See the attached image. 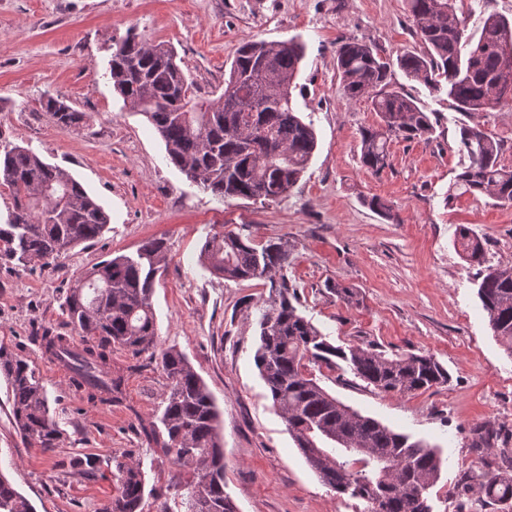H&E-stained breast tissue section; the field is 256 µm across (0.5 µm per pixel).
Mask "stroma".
Wrapping results in <instances>:
<instances>
[{
  "mask_svg": "<svg viewBox=\"0 0 512 512\" xmlns=\"http://www.w3.org/2000/svg\"><path fill=\"white\" fill-rule=\"evenodd\" d=\"M130 32L175 48L204 98L223 92L243 40L306 43L294 99L318 148L286 199L225 203L170 164L154 129L124 107L107 76L114 41ZM350 38L393 57L421 48L405 0H0V144L28 147L74 174L111 226L57 267L0 268V344L36 367L60 435L51 453L27 444L0 379V470L36 512H100L118 492L119 460L140 463L155 489L142 512H159L162 492H188L186 471L139 431L155 421L166 385L158 355L113 348L124 398L107 408L69 392L61 364L35 340L45 328L72 335L62 303L87 268L159 237L168 262L152 298L158 346L186 354L220 410L224 480L238 512H359L360 502L337 498L296 448L255 366L258 321L276 290L265 279L218 278L199 259L207 239L244 228L262 242L289 240L288 298L333 344L430 354L447 369V384L411 396L367 386L344 362L312 370L344 404L440 447L432 512H475L466 474L507 467L496 451L512 449V357L478 298L482 268L455 241L467 226L489 264L512 266V205L467 194L445 205L464 162L457 140L467 117L399 70L394 81L432 112L435 132L393 141L381 174L361 165L360 130L377 116L347 97L336 71V45ZM49 96L86 113V124L58 127L41 107ZM373 197L391 206L392 218L368 207ZM336 282L357 290L354 303L336 297ZM77 456L92 460L93 474L71 467Z\"/></svg>",
  "mask_w": 512,
  "mask_h": 512,
  "instance_id": "obj_1",
  "label": "stroma"
}]
</instances>
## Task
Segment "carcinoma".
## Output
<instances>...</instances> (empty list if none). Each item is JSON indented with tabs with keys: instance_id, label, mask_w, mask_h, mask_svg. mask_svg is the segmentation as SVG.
Wrapping results in <instances>:
<instances>
[{
	"instance_id": "1",
	"label": "carcinoma",
	"mask_w": 512,
	"mask_h": 512,
	"mask_svg": "<svg viewBox=\"0 0 512 512\" xmlns=\"http://www.w3.org/2000/svg\"><path fill=\"white\" fill-rule=\"evenodd\" d=\"M457 0H406L422 49L391 60L358 39L336 46V70L346 95L365 99L376 124L360 132V162L374 174L389 167V145L428 139L434 125L420 102L392 82L393 67L428 88L447 89L456 111L468 116L512 108V19L490 14L479 33L468 32ZM306 54L303 42L250 39L242 42L216 98L196 94L174 50L130 35L112 47L109 79L124 106L143 115L159 135L171 164L220 201L242 199L271 205L297 185L317 148L311 122L297 110L292 89ZM42 109L61 128L85 123L86 114L52 96ZM459 151L467 159L448 188L458 195L512 205V168L502 164L504 145L477 123L461 127ZM0 188L13 206L0 224V266L32 262L52 266L75 247L110 230V216L70 172L19 145L0 147ZM463 258L485 266L478 295L496 339L512 354V266L486 264L482 239L462 225L457 235ZM288 240L264 243L252 235L224 233L201 248L202 263L230 281L267 279L285 265ZM168 260L162 238L141 244L136 255H113L94 264L68 288L69 324L81 350L65 347L67 336H40L41 346L66 358L72 382L87 400L110 407L122 401L124 377L112 375V348L138 356L157 346L152 304L156 278ZM255 365L273 406L296 447L336 497L363 502L362 512H430L429 490L441 476L435 447L363 416L330 395L309 365L333 367L340 359L380 392L411 395L448 382V371L432 355L392 354L373 345L336 347L298 313L288 297L261 313ZM160 366L167 384L159 424L142 427L149 443L191 472L183 512H236L225 491L224 437L211 392L186 355L168 348ZM0 374L11 417L20 435L48 452L59 432L35 368L0 346ZM346 438L352 454L336 437ZM119 494L102 512H141L146 491L140 465H115ZM476 501L512 509V474L481 472L471 477ZM0 512H36L0 471Z\"/></svg>"
}]
</instances>
